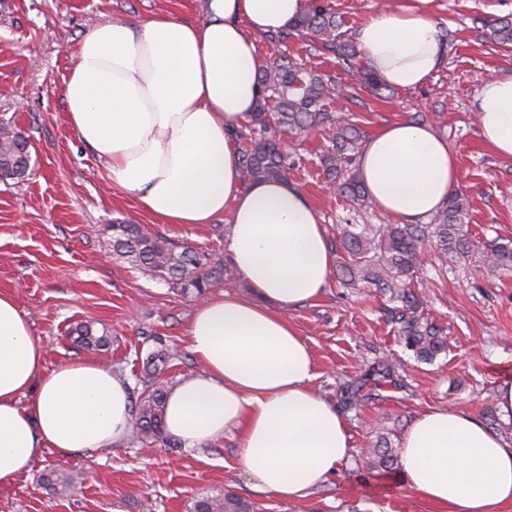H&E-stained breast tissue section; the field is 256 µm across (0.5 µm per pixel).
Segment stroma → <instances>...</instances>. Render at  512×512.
<instances>
[{
  "mask_svg": "<svg viewBox=\"0 0 512 512\" xmlns=\"http://www.w3.org/2000/svg\"><path fill=\"white\" fill-rule=\"evenodd\" d=\"M207 0H0V123L29 142L33 173L17 183L0 180V290L28 314L34 336L54 367L91 358L134 379L140 356L163 340L175 358L177 383L200 370L186 330L197 301L112 255L111 225L140 224L177 244L228 254L230 218L213 224H163L143 213L133 195L112 187L103 164L65 119L64 82L77 44L104 18L138 24L166 13L202 20ZM433 14L446 45L444 63L415 90L389 88L382 96L355 89L335 58L315 55L306 37L286 48L310 68L335 76L332 108L373 134L395 120L434 123L458 158L459 186L470 203L468 231L478 246L512 241V162L499 159L480 138L474 100L484 81L512 73V51L490 42L488 20L512 16V0H435ZM321 131L292 136L288 180L317 208L328 241L346 224H385L376 206L357 209L330 187L317 155ZM423 309L446 330L448 352L418 363L388 323L384 300L371 288H343L329 280L316 300L286 315L308 343L313 382L328 402L361 366L390 353L401 361L400 384L380 400L346 412L351 455L322 487L284 501L256 489L238 470L234 433L198 448L170 436L146 445L136 434L101 452L46 450L29 474L0 489V512H191L195 499L224 491L257 512H437L397 483L372 472L362 448L376 433L402 436L430 407H453L483 419L495 406L503 366L512 367V274L452 266L425 279ZM92 320L112 332L108 352H91L68 331ZM59 471L72 490L58 493L45 476Z\"/></svg>",
  "mask_w": 512,
  "mask_h": 512,
  "instance_id": "stroma-1",
  "label": "stroma"
}]
</instances>
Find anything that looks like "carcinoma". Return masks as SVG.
Masks as SVG:
<instances>
[{
    "instance_id": "1",
    "label": "carcinoma",
    "mask_w": 512,
    "mask_h": 512,
    "mask_svg": "<svg viewBox=\"0 0 512 512\" xmlns=\"http://www.w3.org/2000/svg\"><path fill=\"white\" fill-rule=\"evenodd\" d=\"M491 39L512 44V17L498 18L490 25ZM338 20L330 0H306L302 13L288 29L268 35L272 45H282L294 35L311 37V47L328 53L346 66L358 56L355 44L336 38ZM263 89L250 122L233 132L243 143L238 150L244 179L283 180L288 174V152L284 136L302 134L315 127L327 131L329 145L318 159L324 176L337 184L338 192L351 203L363 206L369 195L359 177L350 169L359 153L361 129L348 119L325 110L335 80L318 74L283 53H272L258 73ZM360 82L376 94L386 89L374 69L365 67ZM30 174L28 142L9 125L0 127V178L24 181ZM468 199L453 193L437 212L433 224H346L336 244V276L345 288H374L386 297L390 322L397 326L405 350L424 363H433L448 351L443 327L424 316L419 285L426 277L423 252L433 247L441 266L438 275L448 273V264L472 263L480 258L493 270L512 271V247L493 243L484 251L464 230ZM112 251L132 268L141 270L180 290L201 297L219 285L234 280L233 269L219 253L177 246L164 236L140 224H112ZM73 341L86 347L108 345V330L97 331L91 322H79L69 330ZM172 354L158 341L142 361V390L132 421L136 435L159 441L163 430V404L168 384L163 381L171 368ZM399 359L383 356L365 366L339 388L337 402L343 411H357L376 400L375 391L398 384ZM400 447L380 433L365 450L371 469L388 473L399 462ZM192 512H253V505L232 492L222 498L201 497Z\"/></svg>"
}]
</instances>
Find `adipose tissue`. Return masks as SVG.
<instances>
[{"instance_id":"adipose-tissue-1","label":"adipose tissue","mask_w":512,"mask_h":512,"mask_svg":"<svg viewBox=\"0 0 512 512\" xmlns=\"http://www.w3.org/2000/svg\"><path fill=\"white\" fill-rule=\"evenodd\" d=\"M434 0L369 14L355 40L388 86H422L445 56ZM305 0H208L205 19L156 14L138 26L104 19L80 41L63 87L67 119L113 186L165 224H210L231 213L233 266L255 293L201 300L187 327L201 370L169 391L165 431L197 448L236 431L238 468L257 489L296 500L326 483L351 451L343 417L312 390L315 361L287 309L326 288L333 256L315 207L286 181L244 182L230 134L261 94L259 37L285 29ZM482 140L512 161V76L483 83ZM357 173L400 223L427 219L459 183L433 124L397 120L365 143ZM130 383L90 359L46 368L15 297L0 291V487L46 449L121 444ZM399 480L438 512L512 505V445L462 410L419 415L401 445Z\"/></svg>"}]
</instances>
